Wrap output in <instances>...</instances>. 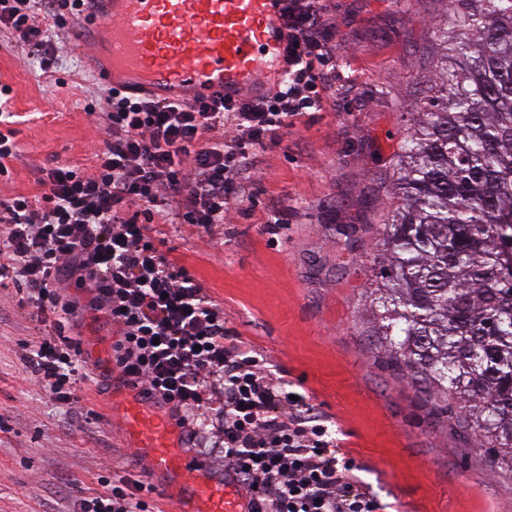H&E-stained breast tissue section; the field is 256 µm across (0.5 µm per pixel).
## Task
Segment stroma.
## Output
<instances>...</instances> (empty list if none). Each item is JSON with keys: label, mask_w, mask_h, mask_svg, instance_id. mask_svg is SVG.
Masks as SVG:
<instances>
[{"label": "stroma", "mask_w": 512, "mask_h": 512, "mask_svg": "<svg viewBox=\"0 0 512 512\" xmlns=\"http://www.w3.org/2000/svg\"><path fill=\"white\" fill-rule=\"evenodd\" d=\"M337 78L325 110L282 129L258 155L247 200L223 223L154 221L162 250L224 309L227 327L308 394L384 512H512V475L487 469L479 439L436 419L383 363L364 317L375 243L393 203L394 156L412 112L434 92L443 0H325ZM57 83L0 30V83L12 89L20 154L0 200L39 193L55 162L90 169L105 139L106 84L59 28ZM40 333L14 287H0V512H73L98 476L139 477L123 419L97 394L57 402L28 375L20 346ZM74 335L112 362L110 325L85 314Z\"/></svg>", "instance_id": "stroma-1"}]
</instances>
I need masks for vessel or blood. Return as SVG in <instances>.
<instances>
[{"label": "vessel or blood", "mask_w": 512, "mask_h": 512, "mask_svg": "<svg viewBox=\"0 0 512 512\" xmlns=\"http://www.w3.org/2000/svg\"><path fill=\"white\" fill-rule=\"evenodd\" d=\"M282 0H89L76 22V49L104 51L99 72L116 87L160 99L261 94L267 72L283 68ZM129 442L151 482L191 512H245L227 481L202 472L175 442L172 428L140 401L120 402Z\"/></svg>", "instance_id": "obj_1"}]
</instances>
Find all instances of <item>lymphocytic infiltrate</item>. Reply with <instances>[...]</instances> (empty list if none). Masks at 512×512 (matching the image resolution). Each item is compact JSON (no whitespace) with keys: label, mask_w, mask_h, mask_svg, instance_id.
<instances>
[{"label":"lymphocytic infiltrate","mask_w":512,"mask_h":512,"mask_svg":"<svg viewBox=\"0 0 512 512\" xmlns=\"http://www.w3.org/2000/svg\"><path fill=\"white\" fill-rule=\"evenodd\" d=\"M284 81L261 96L224 102L155 98L132 88L105 95L107 140L91 171L44 169L39 195L0 201V284L25 292L50 326L23 344L21 360L60 402L76 401L85 376L70 337L80 309L103 315L117 339L113 366L149 403L167 409L192 443L213 410L211 465L246 495L245 512H380L352 475L308 395L287 384L224 325V311L185 266L158 248L154 218L206 229L241 203L260 150L288 122L324 110L336 58L333 23L322 0H283ZM85 0H0V29L13 46L53 73L50 37L62 11ZM84 289L79 303L66 283ZM101 493L75 512H149L154 488L139 479H98Z\"/></svg>","instance_id":"1"}]
</instances>
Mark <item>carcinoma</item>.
<instances>
[{
	"mask_svg": "<svg viewBox=\"0 0 512 512\" xmlns=\"http://www.w3.org/2000/svg\"><path fill=\"white\" fill-rule=\"evenodd\" d=\"M435 36L450 64L401 141L366 312L397 376L512 474V0H448Z\"/></svg>",
	"mask_w": 512,
	"mask_h": 512,
	"instance_id": "carcinoma-1",
	"label": "carcinoma"
}]
</instances>
